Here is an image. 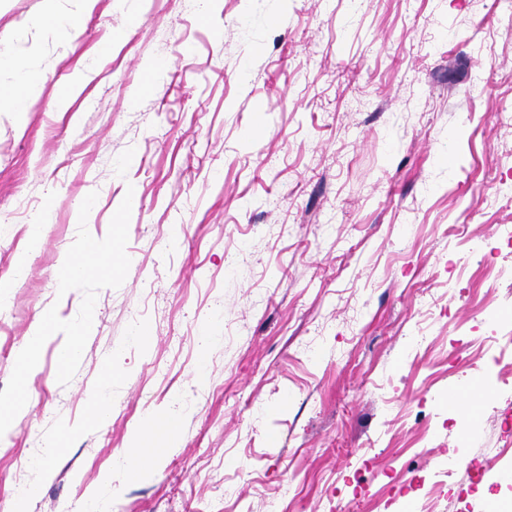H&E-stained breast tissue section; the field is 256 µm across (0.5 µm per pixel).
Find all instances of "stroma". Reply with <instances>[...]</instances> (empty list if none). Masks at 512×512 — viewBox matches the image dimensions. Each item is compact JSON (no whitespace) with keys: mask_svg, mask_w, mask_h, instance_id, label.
Instances as JSON below:
<instances>
[{"mask_svg":"<svg viewBox=\"0 0 512 512\" xmlns=\"http://www.w3.org/2000/svg\"><path fill=\"white\" fill-rule=\"evenodd\" d=\"M46 6L0 0L34 82L0 112V512H499L414 485L456 452L449 394L512 358L478 314L512 327V0ZM88 237L115 266L62 285ZM479 411L471 472L512 467V392Z\"/></svg>","mask_w":512,"mask_h":512,"instance_id":"1","label":"stroma"}]
</instances>
